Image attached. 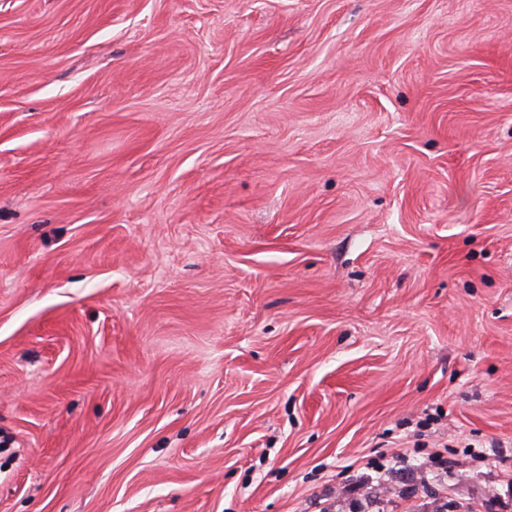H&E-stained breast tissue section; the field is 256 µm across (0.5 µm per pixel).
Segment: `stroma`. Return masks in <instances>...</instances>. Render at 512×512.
<instances>
[{"mask_svg":"<svg viewBox=\"0 0 512 512\" xmlns=\"http://www.w3.org/2000/svg\"><path fill=\"white\" fill-rule=\"evenodd\" d=\"M0 512H512V0H0Z\"/></svg>","mask_w":512,"mask_h":512,"instance_id":"35a3bbf8","label":"stroma"}]
</instances>
